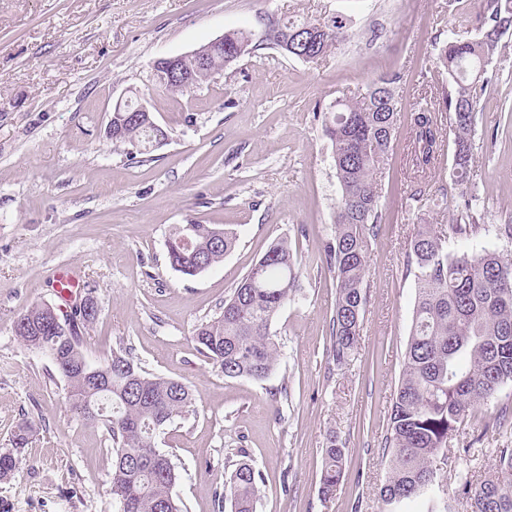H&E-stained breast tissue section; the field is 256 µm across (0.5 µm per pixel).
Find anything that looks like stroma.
Segmentation results:
<instances>
[{
  "mask_svg": "<svg viewBox=\"0 0 512 512\" xmlns=\"http://www.w3.org/2000/svg\"><path fill=\"white\" fill-rule=\"evenodd\" d=\"M478 11L477 0H0V451L20 422L35 428L19 472L0 479V512H116L105 435L74 417L51 361L12 330L29 305H60L64 274L100 307L87 333L93 355L131 344L144 370L194 389L193 412L158 441L181 473L184 512H216L238 446L265 476L257 512H382L381 448L415 299L408 244L415 224L447 229L460 192L449 127L429 169L414 166L413 107L448 84L436 40L476 37ZM337 17L344 36L318 62L260 46L193 93L151 86L154 60L227 31L258 38L272 20ZM394 71L403 81L385 220L369 243L360 339L339 368L328 357L336 282L324 260L339 186L322 114ZM489 71L473 190L485 223L512 224V32ZM138 92L168 133L140 159L104 136L115 103ZM417 187L425 196L406 206ZM198 222L233 228L237 242L220 266L187 277L171 268L165 240L172 225ZM278 239L298 279L271 326L280 361L264 381L225 378L192 331ZM510 395L512 385L478 405L450 442L474 441L473 482L493 469L487 452L503 437L491 423ZM332 435L345 446L346 477L325 500Z\"/></svg>",
  "mask_w": 512,
  "mask_h": 512,
  "instance_id": "obj_1",
  "label": "stroma"
}]
</instances>
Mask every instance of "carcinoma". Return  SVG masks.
Wrapping results in <instances>:
<instances>
[{
    "mask_svg": "<svg viewBox=\"0 0 512 512\" xmlns=\"http://www.w3.org/2000/svg\"><path fill=\"white\" fill-rule=\"evenodd\" d=\"M478 35L460 40L448 32L438 44L437 64L448 74L445 111L454 134L455 182L465 185L474 174L476 113L490 79L487 67L503 37L512 29V0H480ZM320 27L321 38L296 40L287 55L307 63L324 57L342 35L345 23L287 21L292 31ZM251 33L224 34V50L213 52L207 66L186 68L190 80L207 83L227 69L225 57L234 51L250 53ZM154 85L172 94L191 92L183 78L158 70ZM401 75L373 81L361 99L338 100L323 113L324 136L332 148L339 183L334 236L324 247L328 271L336 280V309L330 355L336 367L347 364L360 338L366 304L368 238L383 221L382 170L392 150L397 124V89ZM436 108L414 111L416 166L431 164L438 151ZM154 116L138 122L126 113H112V144L140 145L147 150L163 129ZM215 224H196L191 242H183L184 225L175 224L166 237L170 266L184 276L200 274L224 261L236 243L225 229L219 238ZM495 232L512 243V224L492 227L482 222L480 199L461 193L452 210L448 232L419 224L409 242L406 275L416 286L404 365L388 418L382 458L388 476L380 490L386 512L421 502L426 512H512V447L492 449L494 472L475 485L460 461L474 457L470 448L448 452V442L465 418L500 387L512 384V259L496 251L469 249L480 237ZM296 259L288 241L273 243L224 300L222 311L196 326L192 339L197 350L218 366L227 378L267 379L280 359V347L271 334L275 315L296 288ZM99 310L75 306L61 316V333H52L46 304H32L16 320V337L28 349L46 355L66 383L70 410L84 423L101 428L112 448V500L120 512H183L172 491L180 474L157 438L175 418L194 407L196 396L186 384L154 376L138 362L130 346L102 358L84 347L85 333ZM31 422L22 421L12 435L15 450L28 445ZM324 467L319 494L330 499L345 473V452L336 437L322 449ZM217 503L229 502L230 512H257L262 474L245 449ZM441 458L454 473L453 496L433 494ZM14 450L0 451V478L19 469Z\"/></svg>",
    "mask_w": 512,
    "mask_h": 512,
    "instance_id": "carcinoma-1",
    "label": "carcinoma"
}]
</instances>
